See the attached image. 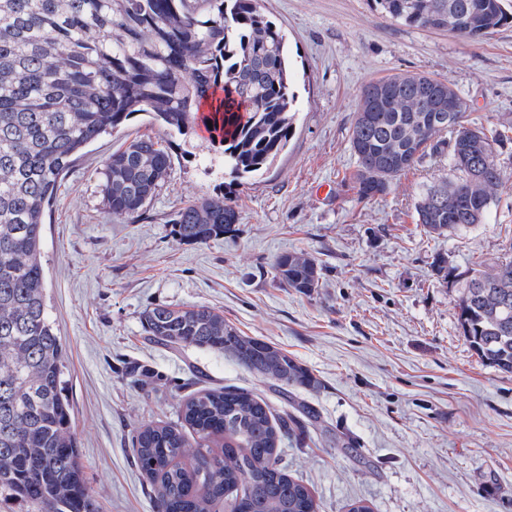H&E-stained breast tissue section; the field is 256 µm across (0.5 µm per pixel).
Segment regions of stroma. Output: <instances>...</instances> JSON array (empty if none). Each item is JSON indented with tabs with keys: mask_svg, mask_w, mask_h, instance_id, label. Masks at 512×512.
Wrapping results in <instances>:
<instances>
[{
	"mask_svg": "<svg viewBox=\"0 0 512 512\" xmlns=\"http://www.w3.org/2000/svg\"><path fill=\"white\" fill-rule=\"evenodd\" d=\"M287 34L298 95L287 151L234 185L239 221L203 244L179 241L170 215L222 188L223 174L173 142L170 175L144 214L113 220L103 204L108 156L137 136L162 137L135 114L82 153L47 218L43 256L51 315L66 347V393L100 512H156L133 454L142 424L176 421L192 393L243 388L273 413L283 399L230 357L172 352L147 336L158 304L205 305L243 335L308 367L319 413L284 440L282 463L320 512L355 498L372 512H512V375L483 366L461 334L458 274L512 250V139L496 148L503 179L482 222L431 237L417 224L422 192L448 176L447 153L425 157L384 196L358 201L350 127L362 87L398 73L450 83L471 119L494 130L512 116V26L465 43L396 23L370 0H260ZM305 252L323 266L309 295L279 286L275 259ZM445 259L448 275L438 274ZM352 437L357 456L333 445Z\"/></svg>",
	"mask_w": 512,
	"mask_h": 512,
	"instance_id": "obj_1",
	"label": "stroma"
}]
</instances>
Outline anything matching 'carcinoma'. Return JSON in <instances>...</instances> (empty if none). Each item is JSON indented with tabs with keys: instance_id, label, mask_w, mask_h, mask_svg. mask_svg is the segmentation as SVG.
I'll return each mask as SVG.
<instances>
[{
	"instance_id": "cac0c4a2",
	"label": "carcinoma",
	"mask_w": 512,
	"mask_h": 512,
	"mask_svg": "<svg viewBox=\"0 0 512 512\" xmlns=\"http://www.w3.org/2000/svg\"><path fill=\"white\" fill-rule=\"evenodd\" d=\"M390 19L466 32L476 42L512 24L503 0H372ZM224 97L202 104L216 90ZM296 95L286 35L259 0H0V501L31 512H99L80 462L65 393V350L51 320L42 264L47 210L82 150L135 113L192 149L200 124L214 146L201 155L232 181L268 171L293 133ZM449 135L450 177L416 203L428 235L480 224L502 180L500 137L448 112V82L396 74L361 90L350 129L352 178L361 201L387 193L440 137ZM171 156L140 136L108 157L103 200L134 222L169 175ZM233 190L189 202L169 218L181 241L205 243L238 223ZM281 285L310 294L321 264L288 252L274 263ZM458 323L482 364L512 374V256L467 272ZM153 339L174 349L227 355L274 386L315 390L303 364L242 335L206 306L157 305ZM277 417L240 388L201 390L174 423L137 429L134 458L154 485L157 512H319L305 481L280 463L282 439L316 418L288 399Z\"/></svg>"
}]
</instances>
